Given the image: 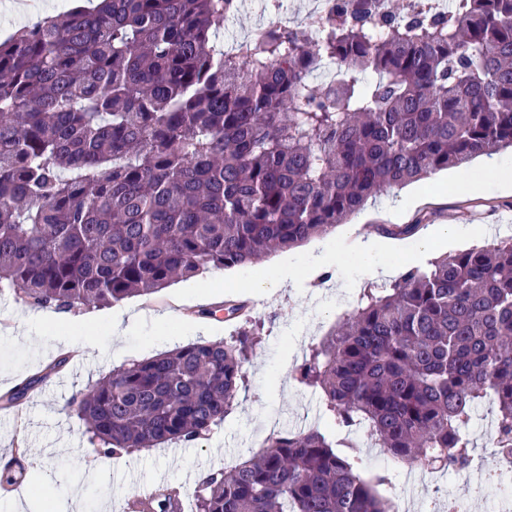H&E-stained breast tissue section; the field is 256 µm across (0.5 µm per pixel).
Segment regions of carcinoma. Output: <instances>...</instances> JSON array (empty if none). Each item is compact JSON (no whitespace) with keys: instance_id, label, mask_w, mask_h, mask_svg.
<instances>
[{"instance_id":"1","label":"carcinoma","mask_w":512,"mask_h":512,"mask_svg":"<svg viewBox=\"0 0 512 512\" xmlns=\"http://www.w3.org/2000/svg\"><path fill=\"white\" fill-rule=\"evenodd\" d=\"M234 0H103L0 40V283L61 309L246 266L349 223L368 199L512 149V0H332L227 55ZM336 75L316 85L314 67ZM420 223L380 225L411 237ZM228 301L200 313L244 318ZM255 333L112 369L74 399L106 458L224 420ZM47 374L4 397L20 402ZM338 434L363 426L410 468L462 471L474 407L512 448V240L407 269L311 349ZM317 429L211 469L195 512H395ZM137 512H183L164 489Z\"/></svg>"}]
</instances>
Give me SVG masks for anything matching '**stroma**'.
<instances>
[{
    "instance_id": "obj_1",
    "label": "stroma",
    "mask_w": 512,
    "mask_h": 512,
    "mask_svg": "<svg viewBox=\"0 0 512 512\" xmlns=\"http://www.w3.org/2000/svg\"><path fill=\"white\" fill-rule=\"evenodd\" d=\"M458 170L443 171L432 179L391 189L369 201L352 218L317 239L256 262L230 269H212L199 276L171 284L152 297H129L121 301L134 323L120 341H113L106 324L95 325L82 353L81 366L64 367L46 377L23 403L24 411L12 417L0 409V454H23L28 468L27 485L21 495L0 491V512L14 504L18 512H54L53 500L79 494L84 512H126V501L135 490L169 486L180 491L186 512L194 510V493L201 475L213 468H231L259 451L272 434L310 428L332 433L324 411L322 394L297 380V370L309 349L352 308L363 288H385L413 264L427 267V260L407 254L414 238L399 249L382 255L387 269L377 278L364 277L355 258L346 257L324 267L327 284L308 287L303 280L317 244H336L347 230L375 236L383 224H412L423 220L426 228L459 224L468 228L467 238L456 250L493 246L512 239V191L488 188L481 193H455L449 181L461 178ZM289 260L298 275L295 285L275 295L259 298L245 288L255 272L272 270ZM233 299L246 302L254 320L263 324L261 338L244 364L245 382L233 410L191 443H169L130 454L104 458L86 432L84 422L69 402L90 390L113 368L201 341H227L238 324L198 316V309ZM38 308L20 298L12 287L0 288V396L14 391L31 376L41 373L59 357L69 355L65 337L32 324ZM495 417L491 403L479 405L467 431L474 454L484 460L485 474L459 478L447 471L426 476L432 487L433 505L441 512L449 500L472 501L474 512H499L503 481L493 463L489 428ZM360 450L358 474L366 480L389 473V484L379 486L384 497L410 503V512H426L412 499L402 463L371 447L363 432L350 436Z\"/></svg>"
}]
</instances>
